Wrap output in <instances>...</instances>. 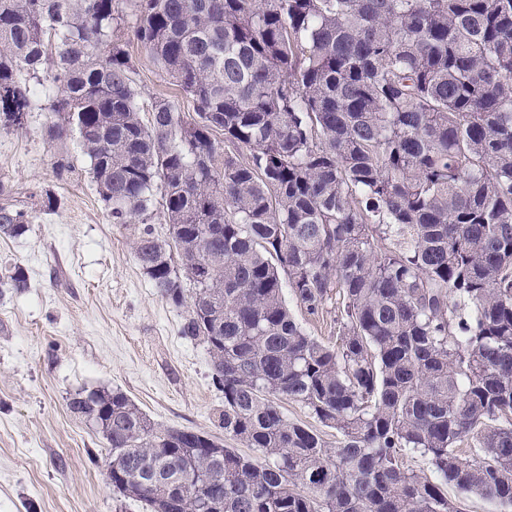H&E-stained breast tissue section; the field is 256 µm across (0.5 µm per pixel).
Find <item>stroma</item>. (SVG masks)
<instances>
[{"instance_id":"stroma-1","label":"stroma","mask_w":512,"mask_h":512,"mask_svg":"<svg viewBox=\"0 0 512 512\" xmlns=\"http://www.w3.org/2000/svg\"><path fill=\"white\" fill-rule=\"evenodd\" d=\"M143 101H191L170 84L121 24ZM26 129L0 132V172L20 186L53 192L60 205L35 213L29 232L0 237V269L19 265L25 292L0 284V512H149L123 497L103 471L102 436L69 409L79 390L128 396L151 422L235 442L219 425L224 394L206 346L183 338L187 307L162 298L133 253V230L111 223L76 139H49L46 73L32 79ZM65 158L71 174L53 163Z\"/></svg>"}]
</instances>
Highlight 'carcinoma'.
I'll return each instance as SVG.
<instances>
[{
  "instance_id": "carcinoma-1",
  "label": "carcinoma",
  "mask_w": 512,
  "mask_h": 512,
  "mask_svg": "<svg viewBox=\"0 0 512 512\" xmlns=\"http://www.w3.org/2000/svg\"><path fill=\"white\" fill-rule=\"evenodd\" d=\"M130 2L194 112L141 116L119 0H0V130L26 127L49 68L48 136L78 134L253 454L76 392L112 486L152 512H512V0ZM57 204L1 177L0 237ZM3 281L29 288L18 265ZM288 294L312 315L336 299V335ZM288 303L295 317L302 324L303 328L311 334V336L326 340L328 336L336 335V327L332 321L336 314L334 311V308L336 307V301L334 298L332 302H329L326 306L328 313L324 312L323 315H320L319 317L310 316L303 307L292 300L289 294ZM280 405H282L283 411L288 416V419L295 421L297 420L309 426H314L322 431H325L327 435L326 438L328 439V441L332 442L333 445H336V441L338 438H336L335 431H331L330 429L321 427L317 422H315L311 417H309L306 411L299 405L286 400H282V402H280Z\"/></svg>"
}]
</instances>
